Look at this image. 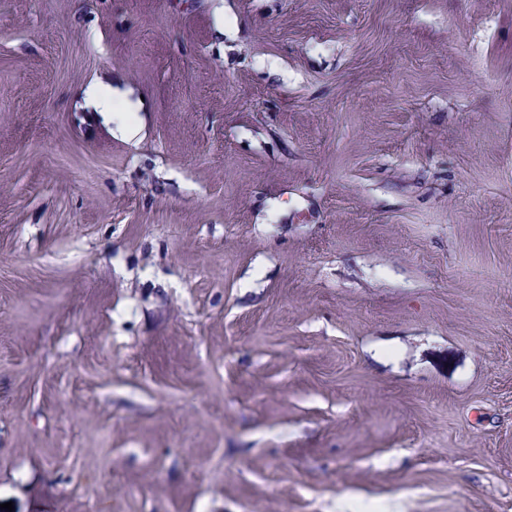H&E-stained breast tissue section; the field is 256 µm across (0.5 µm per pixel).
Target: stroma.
<instances>
[{
	"label": "stroma",
	"instance_id": "1",
	"mask_svg": "<svg viewBox=\"0 0 512 512\" xmlns=\"http://www.w3.org/2000/svg\"><path fill=\"white\" fill-rule=\"evenodd\" d=\"M6 502L512 512V0H0Z\"/></svg>",
	"mask_w": 512,
	"mask_h": 512
}]
</instances>
